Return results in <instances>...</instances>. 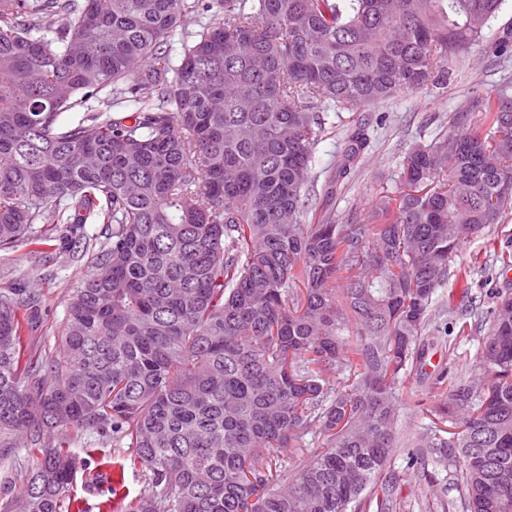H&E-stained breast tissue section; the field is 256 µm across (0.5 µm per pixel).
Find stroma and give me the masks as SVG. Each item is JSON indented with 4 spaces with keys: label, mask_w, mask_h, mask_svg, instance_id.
I'll use <instances>...</instances> for the list:
<instances>
[{
    "label": "stroma",
    "mask_w": 512,
    "mask_h": 512,
    "mask_svg": "<svg viewBox=\"0 0 512 512\" xmlns=\"http://www.w3.org/2000/svg\"><path fill=\"white\" fill-rule=\"evenodd\" d=\"M488 46L508 44L502 56L470 55L453 64L448 85L441 90L401 92L387 102L336 120L331 135L319 144L316 172L335 167L339 145L349 127L364 128L370 144L358 166L338 186L330 202L337 218L367 214L375 198L396 194L400 188L399 161L410 145L430 142L448 132L456 112L471 98L493 95L496 87L512 80V0H506L486 29ZM512 255V212L487 236L468 242L456 256L453 271L435 294V311L427 334L425 372L449 370L465 377L479 374L477 357L487 334L480 316L491 304L492 289L512 285V270L500 274L501 255ZM91 254L74 251L61 233L34 244L0 247V291L23 288L42 298L36 326L24 329L22 351L39 345L57 349L65 326L72 290L93 273ZM456 314H448V306ZM70 450L81 462L70 492L73 512H124L147 486L140 465L134 464L126 437L73 431ZM411 445L398 448L385 470L396 486V512H420L416 500L430 492V512H461V484L454 468L428 455L424 465L408 467Z\"/></svg>",
    "instance_id": "stroma-1"
}]
</instances>
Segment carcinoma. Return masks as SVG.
I'll use <instances>...</instances> for the list:
<instances>
[{
    "label": "carcinoma",
    "instance_id": "cac0c4a2",
    "mask_svg": "<svg viewBox=\"0 0 512 512\" xmlns=\"http://www.w3.org/2000/svg\"><path fill=\"white\" fill-rule=\"evenodd\" d=\"M503 3L0 0V247L46 224L95 268L60 351L23 366L41 298L0 293V441L37 452L0 512H64L79 462L50 432L69 429L130 438L147 488L126 512L390 509L436 291L512 210V83L412 145L368 219L310 216L314 154L330 113L442 88ZM102 94L126 113L94 109ZM368 147L349 133L327 187ZM484 321L493 385L437 374L427 411L458 431L423 447L459 472L463 512H512V292Z\"/></svg>",
    "mask_w": 512,
    "mask_h": 512
}]
</instances>
